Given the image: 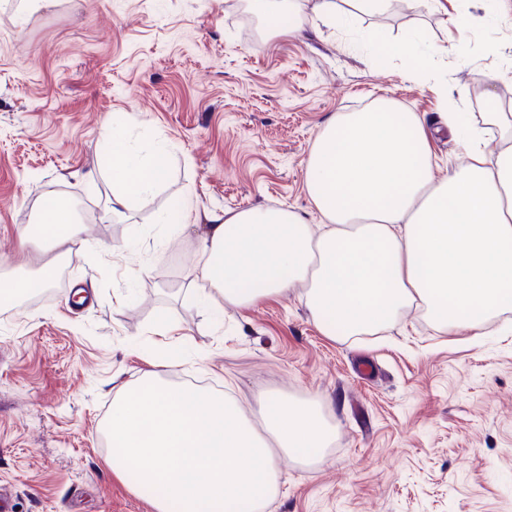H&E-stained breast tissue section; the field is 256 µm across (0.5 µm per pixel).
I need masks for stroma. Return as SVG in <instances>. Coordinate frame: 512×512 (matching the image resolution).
Here are the masks:
<instances>
[{
  "instance_id": "stroma-1",
  "label": "stroma",
  "mask_w": 512,
  "mask_h": 512,
  "mask_svg": "<svg viewBox=\"0 0 512 512\" xmlns=\"http://www.w3.org/2000/svg\"><path fill=\"white\" fill-rule=\"evenodd\" d=\"M248 2L0 0V274L53 260L18 238L50 190L78 202L84 226L46 295L0 306V491L13 512H153L113 476L106 426L118 383L157 371L226 392L255 423L266 396L320 404L335 438L316 464L282 460L266 512H512V312L478 336L413 308L338 341L298 288L220 311L186 276L200 227L169 236L159 222L189 194L199 218L281 207L319 228L304 180L319 133L381 97L422 117L437 177L466 165L442 96L473 123L491 71L498 101H512V0H396L333 24L303 0L291 35L256 33ZM458 15L471 20L461 48ZM387 41L413 52L385 54ZM422 60L427 83L409 77ZM116 123L136 150L166 145L171 165L148 203L112 218ZM362 356L374 380L359 379Z\"/></svg>"
}]
</instances>
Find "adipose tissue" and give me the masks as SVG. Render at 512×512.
Instances as JSON below:
<instances>
[{
  "mask_svg": "<svg viewBox=\"0 0 512 512\" xmlns=\"http://www.w3.org/2000/svg\"><path fill=\"white\" fill-rule=\"evenodd\" d=\"M486 130L499 134L497 152L486 151ZM465 150L469 163L438 180L417 113L386 98L341 113L305 168L327 220L320 233L287 208L211 212L188 275L204 282L206 301L238 308L304 286L320 331L334 339L375 334L413 307L481 330L512 311V113H483ZM107 165L112 203L124 209L150 200L168 175L165 148L135 155L119 127ZM81 232L71 211L47 204L19 241L68 255Z\"/></svg>",
  "mask_w": 512,
  "mask_h": 512,
  "instance_id": "1",
  "label": "adipose tissue"
}]
</instances>
